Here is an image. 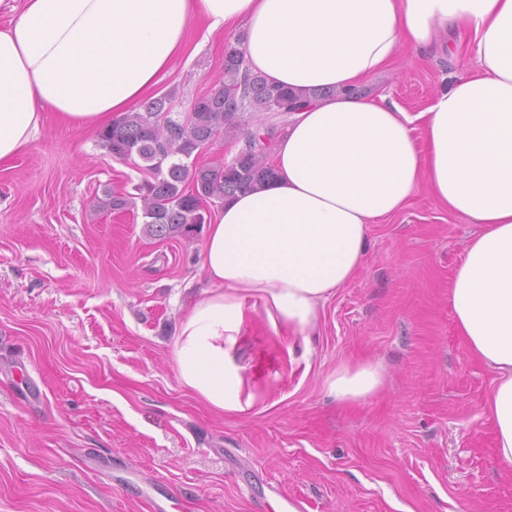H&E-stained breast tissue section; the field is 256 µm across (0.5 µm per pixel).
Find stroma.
Returning a JSON list of instances; mask_svg holds the SVG:
<instances>
[{"instance_id":"obj_1","label":"stroma","mask_w":512,"mask_h":512,"mask_svg":"<svg viewBox=\"0 0 512 512\" xmlns=\"http://www.w3.org/2000/svg\"><path fill=\"white\" fill-rule=\"evenodd\" d=\"M242 35L191 32L156 89L173 116L223 79ZM469 41L401 50L368 88L424 111L469 68ZM149 177L51 114L0 166V512H284L288 497L303 512H512L483 410L493 375L448 305L477 225L420 189L372 226L311 347L251 312L234 355L264 401L223 414L180 384L170 348L203 286V231L161 242L141 209L101 205ZM366 360L380 389L330 398L337 367Z\"/></svg>"}]
</instances>
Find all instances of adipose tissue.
<instances>
[{"label":"adipose tissue","instance_id":"adipose-tissue-1","mask_svg":"<svg viewBox=\"0 0 512 512\" xmlns=\"http://www.w3.org/2000/svg\"><path fill=\"white\" fill-rule=\"evenodd\" d=\"M240 23L251 72L323 97L295 111L274 178L225 200L206 226L207 287L171 339L180 383L210 408L250 411L234 350L246 299L272 328L313 336L326 302L364 267L372 225L420 187L480 227L448 291L456 330L493 374L484 411L512 464V0H24L0 29V163L26 150L46 111L101 129L182 58L196 19ZM467 32L474 66L404 111L363 86L406 46ZM382 382L372 362L329 382L341 402Z\"/></svg>","mask_w":512,"mask_h":512}]
</instances>
